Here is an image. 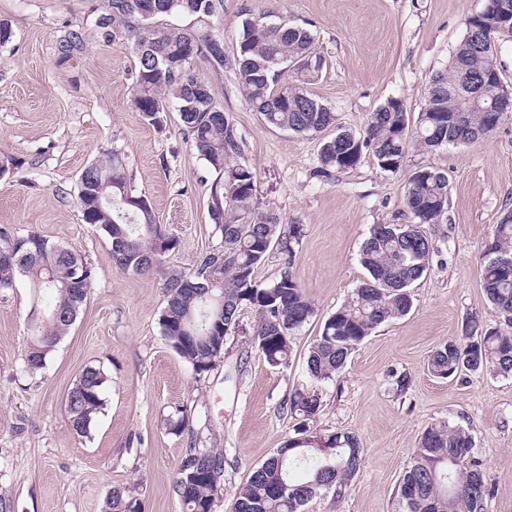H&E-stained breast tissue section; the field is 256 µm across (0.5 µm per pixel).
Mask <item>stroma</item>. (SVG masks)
I'll return each mask as SVG.
<instances>
[{
	"instance_id": "stroma-1",
	"label": "stroma",
	"mask_w": 512,
	"mask_h": 512,
	"mask_svg": "<svg viewBox=\"0 0 512 512\" xmlns=\"http://www.w3.org/2000/svg\"><path fill=\"white\" fill-rule=\"evenodd\" d=\"M103 0H0L12 29L0 47V155L19 167L0 176V228L35 232L91 263L96 277L75 324L37 374L24 368L34 300L27 278L0 291V497L15 512H103L108 492L128 488L146 512H185L173 490L191 441L224 451V488L214 512H234L236 494L253 468L291 435L282 402L309 387L307 355L322 321L344 305L365 276L360 251L372 225L412 223L404 186L418 166L448 175V208L440 223L422 225L434 254L412 286L413 309L380 326L322 387L311 428L351 432L364 464L338 500L319 496L304 512H401L397 488L423 430L446 421L469 427L473 452L493 492L486 512H512V376L492 373L434 377L427 359L459 336L463 321L486 327L502 320L487 305L480 256L503 211L512 208V112L487 138L423 153L410 150L398 173L381 171L371 151L356 169L319 171V149L337 129L363 133L369 113L402 99L410 116L424 105L429 78L445 68L483 0H224L209 30L224 41L216 70L193 69L213 89L243 142V160L257 174L261 207L281 232L300 225L293 256L271 250L257 281L292 269L317 314L293 335L287 367L268 366L251 346L255 312L243 307L224 358L197 376L164 338L160 318L165 280L121 271L105 235L81 220L82 171L109 153L125 164L127 190L149 199L176 249L164 267H193L221 249L208 212L218 173L182 131L177 112L162 128L131 104L136 57L123 37L105 42L94 26ZM273 11L307 25L326 64L310 92L336 114L334 127L299 134L266 126L240 93L236 58L245 13ZM84 28L86 46L59 59L65 31ZM109 382L90 436L73 433L64 411L68 390L85 367ZM409 379L405 392L393 375ZM184 431L167 425L176 408Z\"/></svg>"
}]
</instances>
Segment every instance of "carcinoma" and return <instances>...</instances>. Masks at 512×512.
Returning <instances> with one entry per match:
<instances>
[{
    "label": "carcinoma",
    "instance_id": "carcinoma-1",
    "mask_svg": "<svg viewBox=\"0 0 512 512\" xmlns=\"http://www.w3.org/2000/svg\"><path fill=\"white\" fill-rule=\"evenodd\" d=\"M486 2L482 17L468 18L466 33L448 66L432 75L427 88L436 91L425 92V104L416 119L410 120L401 99H388L370 113L364 135L341 130L322 142L319 172L352 170L369 148L381 170L397 173L411 146L428 152L472 143L495 131L492 112L500 117L503 113L498 111V94L490 84L467 119L457 121V110L472 84L495 72L498 80H505L498 54L485 46L483 31L503 21V7L512 17V0ZM223 8L224 0H107L94 20L105 39L124 33L136 55L135 109L149 124L159 125L169 111L166 94H171L190 145L223 177L212 191L209 215L222 234L224 250L201 255L187 272L168 273L160 319L169 345L198 375L224 358V343L238 331L242 306L256 313L252 343L271 367L287 363L293 333L315 315L314 304L292 271L281 272L269 284L256 280V269L273 247L293 254L302 229L295 225L283 235L277 218L260 209L257 176L241 162L242 145L233 120L216 105L211 86L192 70L197 57L215 70L224 68V40L197 27ZM180 17H191L194 24L173 22ZM85 39V30H67L56 46L60 58L80 53ZM237 65L238 86L266 125L303 134L320 133L334 125V112L308 89L325 65L309 28L264 12L247 14ZM126 184L125 167L117 153L84 169L78 191L82 221L108 238L112 259L121 270L147 273L161 260L140 267L137 263L154 252L160 228L149 200L139 206L125 200ZM404 197L417 223L371 228L360 253L365 278L351 298L324 320L309 349L307 369L313 386L283 401L298 417L293 434L253 469L238 493L235 512H303L310 500L330 491L340 499L362 466L363 449L355 435L330 434L324 437L329 447L322 450L308 440L310 423L322 407L319 386L334 379L376 328L410 312L411 286L430 266L434 248L418 225L436 224L445 213L448 176L432 166H419L405 184ZM37 244L45 249L47 261L19 266L2 258L11 251L33 252ZM56 248L37 233L11 238L0 229V290L14 286L22 275L29 278L36 294L52 298L45 311L36 308L32 312L23 358L32 375L46 367L49 355L72 327L68 323L57 329L48 319L61 313L75 320L87 301L88 293L70 287V282L80 276L89 284L94 278L90 263L65 248L56 253ZM501 250L512 252V209L493 226L480 265L488 306L505 327L485 329L478 318H467L462 335L440 343L429 355L427 368L433 376L447 379L488 371L512 376V268L498 262ZM188 279L198 284L197 290L180 287ZM107 382L103 370L88 366L70 388L65 413L77 435L90 434L105 405ZM472 449L469 428L446 422L428 426L398 486L402 512H486L492 486ZM222 484L223 451L195 441L186 449L173 485L186 512H213ZM104 512H145V507L130 490L114 487Z\"/></svg>",
    "mask_w": 512,
    "mask_h": 512
}]
</instances>
